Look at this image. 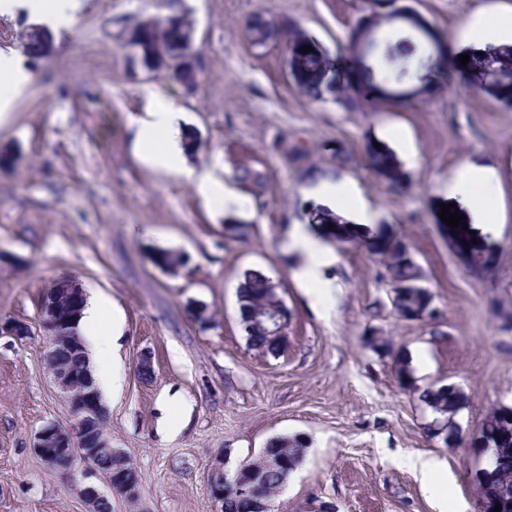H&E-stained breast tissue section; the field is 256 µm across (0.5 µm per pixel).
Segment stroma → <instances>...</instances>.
<instances>
[{
  "instance_id": "stroma-1",
  "label": "stroma",
  "mask_w": 512,
  "mask_h": 512,
  "mask_svg": "<svg viewBox=\"0 0 512 512\" xmlns=\"http://www.w3.org/2000/svg\"><path fill=\"white\" fill-rule=\"evenodd\" d=\"M164 2L83 0L64 50L42 59L24 48L33 20L0 15V48L28 72L0 122V149L18 157L0 168V323L31 329L0 335V512H89L80 473L51 470L34 451L44 426L72 424L44 363L39 315L44 288L61 275L108 295L124 319L122 387L104 405L111 446L136 465L141 497H113L112 512H221L208 487L214 462L234 470L284 436L303 437L306 453L275 512H479L473 476L485 460L474 442L490 411L512 407V329L503 320L512 315V108L448 88L352 111L300 93L283 44L248 38L254 16L291 19L336 50L366 0H179L196 26L198 79L188 91L125 48L141 19H162ZM399 2L447 33L452 57L467 49L458 32L473 13L512 9V0ZM152 93L183 112L201 141L190 163L211 164L240 208L206 202L140 161L132 119ZM395 131L414 147L400 159L411 184L399 190L363 158L366 140L388 144ZM465 163L500 177V260L484 277L462 267L434 222ZM321 180L353 184L370 223L396 227L436 319L400 318L383 263L355 244L334 246L326 276L337 290L328 308L314 305L282 243L293 225L308 224ZM228 224L248 225L247 236L225 237ZM161 250L183 254L184 265L162 271L152 261ZM248 269L268 274L290 312L288 345L274 357L251 349L240 323L235 283ZM376 336L390 347H374ZM143 352L153 361L147 381L137 368ZM447 384L466 396L451 444L420 398ZM418 454L444 464L443 510L405 464Z\"/></svg>"
}]
</instances>
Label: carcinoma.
<instances>
[{
  "mask_svg": "<svg viewBox=\"0 0 512 512\" xmlns=\"http://www.w3.org/2000/svg\"><path fill=\"white\" fill-rule=\"evenodd\" d=\"M259 35L253 42L261 46L268 42L284 41L288 46V74L293 83L303 92L318 85L336 88L334 100L348 109H357L362 100L368 99L365 91L358 88L349 79L352 65L359 63V31L351 29L347 55H332L322 44L299 24L290 20L276 22L265 20L253 25ZM193 26L186 20L178 25L168 21L152 25H140L131 33V40L136 43L142 61L149 67L160 68L155 61L158 43H163L167 54L173 59L184 57L186 51L195 49L190 41ZM395 59L383 65L373 64L371 72L365 74L366 81L374 88L379 86L397 87L417 73L428 79V84L440 86L452 79V74L445 71L442 62L432 59L428 54L414 49L405 43V37L396 36L391 41ZM312 50L301 52L303 46ZM465 54L470 61L463 65L453 59L452 67L458 72L462 86L467 91H478L496 102L512 107V44L490 45L483 49V54L469 49ZM165 71L170 79L178 84L194 81L193 72L180 64H168ZM364 154L369 168L393 187L405 183L408 174L387 144L375 147V141L369 139L364 144ZM310 228L330 243H351L367 245L372 254L383 259L387 269L392 273V281L405 282L420 278L417 264L407 257V244L391 224H375L362 227L348 221L345 217L317 206L310 212ZM465 244L469 246L468 255L472 260L471 273L484 274L491 269L490 261L485 256L492 247L486 239L476 233H466ZM153 263L162 268L174 269L183 265V256L173 251H160L152 258ZM244 282L237 292L241 318H249L254 309L282 306L284 302L276 291L273 281L260 271L248 270L243 273ZM393 307L397 314L414 321L430 303L431 297L424 288H395ZM250 346L263 353L275 356L279 354L288 335L273 336L263 327H253L246 332ZM463 393L453 384L441 385L429 389L424 394V401L435 412L443 416V423L437 427L444 435V441L453 443L458 437V428L454 417L461 408ZM478 453L489 449L493 453L491 468H482L475 475V483L480 501V512H493L495 505H501L500 512H512V408L499 407L484 419L478 441ZM267 454L277 455L281 464L275 470L263 472L264 490L269 496L278 494L293 468L302 462L305 447L288 438H277L264 448Z\"/></svg>",
  "mask_w": 512,
  "mask_h": 512,
  "instance_id": "cac0c4a2",
  "label": "carcinoma"
}]
</instances>
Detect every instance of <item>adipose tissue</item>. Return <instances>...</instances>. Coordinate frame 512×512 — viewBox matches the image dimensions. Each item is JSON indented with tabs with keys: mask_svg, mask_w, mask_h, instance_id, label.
<instances>
[{
	"mask_svg": "<svg viewBox=\"0 0 512 512\" xmlns=\"http://www.w3.org/2000/svg\"><path fill=\"white\" fill-rule=\"evenodd\" d=\"M80 0H55L52 8H44L41 0H0V14L24 11L28 17L54 31L71 28L75 24ZM512 31V11H502L492 16H471L461 32L463 40L484 45L497 43L499 38ZM135 142L141 159L171 178L192 182L199 195L209 202L222 204L230 209L238 206L239 199L224 182L214 177L208 164L188 166L183 146L186 128L183 114L173 102L155 98L144 115L135 117ZM165 134L162 146H155L158 134ZM483 191V203L474 200V188ZM499 178L491 167L464 165L448 183V195L457 199L467 210L470 221L479 233L497 234L502 220L498 214L497 198ZM288 252L298 255L299 262L293 272L315 304L326 303L336 291L335 283L325 278L324 271L336 261L335 253L322 241L312 236L304 227H295L285 240ZM123 317L114 312L110 298L96 293L87 298L76 321L80 336L89 338L91 351L97 365L94 384L101 394L119 392L122 387L120 365L116 355L117 341L123 334Z\"/></svg>",
	"mask_w": 512,
	"mask_h": 512,
	"instance_id": "ef3b65f1",
	"label": "adipose tissue"
}]
</instances>
